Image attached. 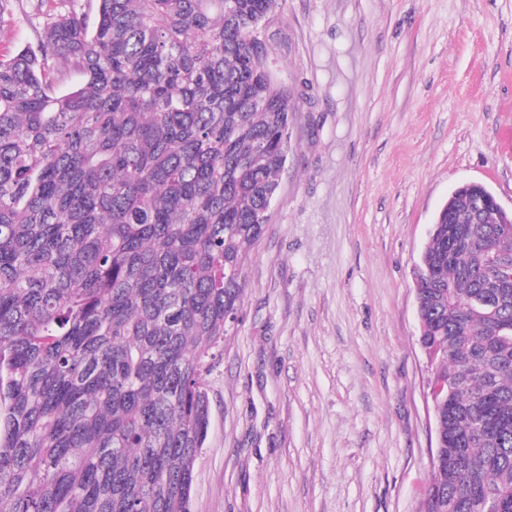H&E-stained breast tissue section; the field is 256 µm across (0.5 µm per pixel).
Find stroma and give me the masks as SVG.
Returning a JSON list of instances; mask_svg holds the SVG:
<instances>
[{"mask_svg":"<svg viewBox=\"0 0 512 512\" xmlns=\"http://www.w3.org/2000/svg\"><path fill=\"white\" fill-rule=\"evenodd\" d=\"M38 6L0 24V58ZM262 39L288 157L205 376L191 512H420L413 271L456 186L512 208V0H278Z\"/></svg>","mask_w":512,"mask_h":512,"instance_id":"1","label":"stroma"}]
</instances>
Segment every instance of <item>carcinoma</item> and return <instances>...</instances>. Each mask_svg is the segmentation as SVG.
<instances>
[{"label":"carcinoma","instance_id":"carcinoma-1","mask_svg":"<svg viewBox=\"0 0 512 512\" xmlns=\"http://www.w3.org/2000/svg\"><path fill=\"white\" fill-rule=\"evenodd\" d=\"M277 0H57L0 58V512H190L204 373L288 152ZM68 74L80 77L58 89ZM512 221L442 206L414 272L444 440L421 512H512Z\"/></svg>","mask_w":512,"mask_h":512}]
</instances>
